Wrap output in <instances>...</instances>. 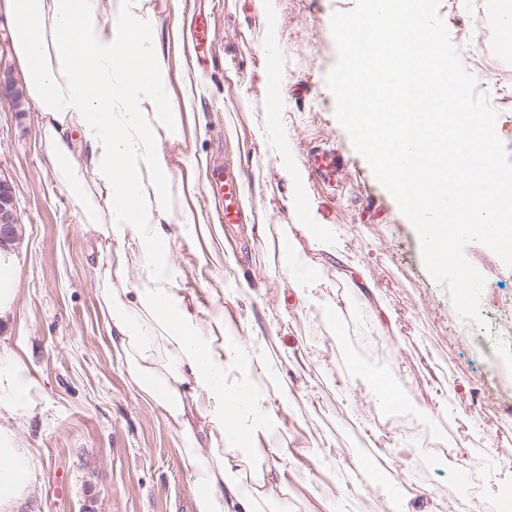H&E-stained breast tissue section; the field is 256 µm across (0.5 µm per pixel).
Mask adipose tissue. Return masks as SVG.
<instances>
[{
	"mask_svg": "<svg viewBox=\"0 0 512 512\" xmlns=\"http://www.w3.org/2000/svg\"><path fill=\"white\" fill-rule=\"evenodd\" d=\"M10 17L18 70L42 116L40 144L59 184L105 244L94 267L96 295L116 359L142 399L179 431L178 453L195 512H288L287 497L262 495L260 448H228L225 437L251 430L252 412L226 422L236 391L224 381L231 361L246 370L274 362L269 352H225L183 308L170 274L166 228L194 223L159 148L177 139L181 113L157 44L152 0H0ZM91 69H84L85 58ZM255 139L302 183L288 140V114L255 126ZM124 194L126 207L113 204ZM141 274L127 278V254ZM39 378L14 351H0V407L31 418L42 410ZM209 422L199 437L192 417ZM35 463L27 443L0 424V512L28 495Z\"/></svg>",
	"mask_w": 512,
	"mask_h": 512,
	"instance_id": "obj_1",
	"label": "adipose tissue"
}]
</instances>
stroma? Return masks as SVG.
Instances as JSON below:
<instances>
[{
    "label": "stroma",
    "mask_w": 512,
    "mask_h": 512,
    "mask_svg": "<svg viewBox=\"0 0 512 512\" xmlns=\"http://www.w3.org/2000/svg\"><path fill=\"white\" fill-rule=\"evenodd\" d=\"M470 0H441L440 14L461 56L492 47L487 31L468 20ZM157 36L168 57L174 102L183 103L182 136L162 141L168 171L201 221L170 242L172 275L185 290V309L215 342L250 345L277 356L281 399L265 373L230 369L260 391L255 447L264 449L266 489L288 493V512H495L485 495L489 475L512 467V433L498 434L497 414L481 409L460 421L444 416L437 395L469 399L474 381L502 379L507 361L491 334L453 332L454 309L430 276L417 234L375 179L334 116L325 76L336 61L333 12L356 0H272L276 40L265 49L266 20L250 0H152ZM214 18L215 46L205 62L194 53V26ZM179 39H172V25ZM12 21L0 13V176L14 194L22 236L13 247L18 292L12 315L0 319V349L20 352L43 387V407L25 419L0 407L34 454L36 481L17 512H194L179 438L161 411L147 405L116 360L100 315L90 267L99 254L89 225L57 182L39 146L41 116L17 77ZM285 68L291 95L282 97L296 152L335 146L342 159L336 196L305 182L304 195L322 223L336 230L335 254H322V285L314 298L288 283L272 241L311 244L288 200L294 193L281 166L253 137L266 117L271 87L268 55ZM505 75L478 74L498 111L497 129L512 155V56ZM250 108H243L242 99ZM240 171L250 201L241 223H219L215 170ZM374 199L376 210L363 208ZM465 256L486 278L482 314L512 301V269L473 242ZM386 377L400 403L389 411L375 380ZM345 380L351 406L337 401ZM367 423L401 435L414 458L389 470L364 463ZM465 441L467 467L440 457L439 444ZM66 491H59V482Z\"/></svg>",
    "instance_id": "stroma-1"
}]
</instances>
